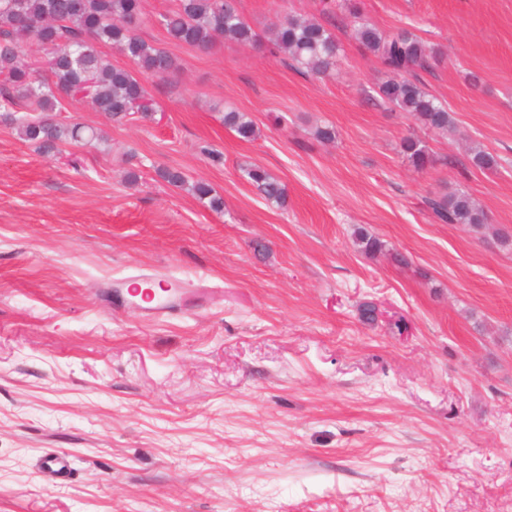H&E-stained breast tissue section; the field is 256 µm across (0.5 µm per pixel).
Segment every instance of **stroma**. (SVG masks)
<instances>
[{"label":"stroma","mask_w":512,"mask_h":512,"mask_svg":"<svg viewBox=\"0 0 512 512\" xmlns=\"http://www.w3.org/2000/svg\"><path fill=\"white\" fill-rule=\"evenodd\" d=\"M351 2L433 49L419 78L454 132L382 102L388 71L321 0L237 7L262 36L317 18L340 45L328 75L173 43L159 20L177 0H143L139 35L176 61L147 81L149 118L63 97L56 120L104 140L59 155L0 122V512H512V0ZM231 108L255 139L225 127ZM409 136L431 167L406 159ZM454 192L482 228L433 220L427 199ZM143 274L168 314L131 296ZM48 451L66 483L38 471ZM224 124L246 140L254 139L257 129L249 113L230 109L224 113ZM407 159L417 168L424 169L433 163L426 145L418 137H407L401 145ZM246 176L268 202L281 208L287 205L285 188L265 169L260 167L249 168L246 170Z\"/></svg>","instance_id":"stroma-1"}]
</instances>
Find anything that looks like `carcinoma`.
<instances>
[{
	"mask_svg": "<svg viewBox=\"0 0 512 512\" xmlns=\"http://www.w3.org/2000/svg\"><path fill=\"white\" fill-rule=\"evenodd\" d=\"M142 16L141 0H0V119L16 126L21 139L43 153H56L60 146L84 139L83 127L63 126L51 114L59 111L60 98L85 93L96 110L114 121L134 113L147 118L153 103L143 78H163L175 67L164 49L140 37L134 24ZM170 41L200 50L209 49L219 37L244 45L257 41V34L236 9L233 0H179L178 8L161 17ZM32 36L45 52L49 80L36 76V69L22 62L21 42ZM355 36L361 45L395 77L378 85V97L408 113L424 127L446 131L452 120L444 104L425 89L419 79L404 74L431 68L433 51L419 37L403 30L388 35L360 19ZM273 53L284 56L302 74L321 76L335 66L339 53L336 36L312 19L288 17L271 31ZM110 44L138 69L114 66L104 60L98 45ZM26 108L39 112L35 120L22 119L16 112ZM224 124L246 140L257 129L249 113L230 109ZM407 159L417 168L433 163L426 145L418 137H408L401 145ZM160 176L176 187H188L198 199H209L210 207L223 206L213 189L198 181L187 184L179 171L159 170ZM249 182L264 198L281 208L287 194L269 172L253 167L246 170ZM427 206L440 224L485 223V215L465 193L431 198ZM362 251L374 255L382 251L379 238L365 230L358 232Z\"/></svg>",
	"mask_w": 512,
	"mask_h": 512,
	"instance_id": "carcinoma-1",
	"label": "carcinoma"
}]
</instances>
